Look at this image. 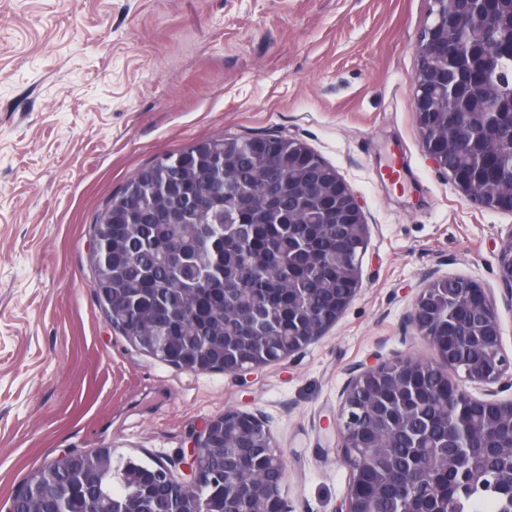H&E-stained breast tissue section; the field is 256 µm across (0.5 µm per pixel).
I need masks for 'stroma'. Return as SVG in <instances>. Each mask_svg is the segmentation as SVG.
<instances>
[{"label": "stroma", "instance_id": "35a3bbf8", "mask_svg": "<svg viewBox=\"0 0 512 512\" xmlns=\"http://www.w3.org/2000/svg\"><path fill=\"white\" fill-rule=\"evenodd\" d=\"M430 0H0V512L33 470L101 448L159 462L211 416L259 415L293 512H336L350 469L327 424L352 368L435 358L404 317L467 277L512 306L497 255L512 213L464 200L413 112ZM305 143L361 197L362 288L294 358L192 374L113 329L90 226L156 156L224 134Z\"/></svg>", "mask_w": 512, "mask_h": 512}]
</instances>
